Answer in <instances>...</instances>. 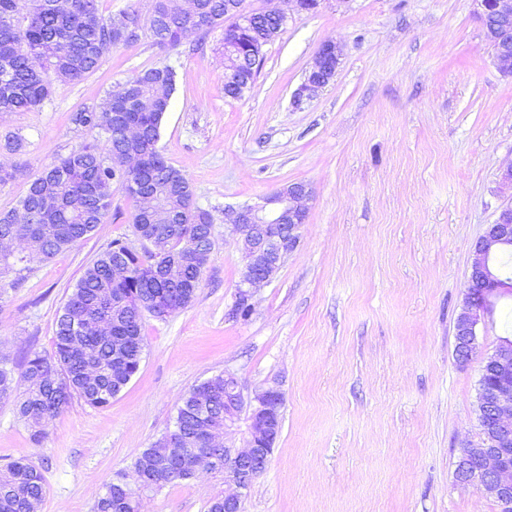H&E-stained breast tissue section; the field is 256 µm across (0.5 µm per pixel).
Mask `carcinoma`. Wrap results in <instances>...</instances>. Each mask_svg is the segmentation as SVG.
<instances>
[{"instance_id":"obj_1","label":"carcinoma","mask_w":512,"mask_h":512,"mask_svg":"<svg viewBox=\"0 0 512 512\" xmlns=\"http://www.w3.org/2000/svg\"><path fill=\"white\" fill-rule=\"evenodd\" d=\"M121 16L127 24L112 28L99 0H0V112H24L52 97L60 85L74 84L96 71L113 47L138 40L150 31L153 41L176 48L185 36L201 37L226 26V42L235 46L228 67L239 76L224 93L236 96L251 88L261 67L264 47L283 30L270 15L252 26L242 22V0H198L189 13L182 0H155L143 17L136 9ZM176 72L169 66L147 69L109 91L97 105L71 116L81 128L96 130L101 140L85 143L55 159L30 177L16 206L0 212V238L23 232L28 251L54 258L90 236L112 208V182H124L128 158L152 173L155 208L139 207L133 226L150 248L131 249L121 239L83 273L59 310L54 353L31 351L20 362L0 355V401L15 390V370L27 389L16 400L20 418L30 422L37 442L43 424L60 416L75 397L92 408L109 405L139 370L143 358L142 327L155 316L156 298L170 297L171 310L188 305L202 271L176 262L187 245H209L211 214L195 206L188 178L173 167L158 147L164 114L171 106ZM124 266L131 275L112 278ZM209 414L214 426L224 424V373L193 387L177 408L181 435L171 457L193 446L200 418ZM159 447L144 449L136 468L154 476L158 488L186 480L173 463L157 458ZM47 494L41 472L27 458L7 465L0 476V512H37ZM137 502L122 483L110 482L99 496L96 512H136Z\"/></svg>"}]
</instances>
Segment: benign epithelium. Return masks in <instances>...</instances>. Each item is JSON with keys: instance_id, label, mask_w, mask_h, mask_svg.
<instances>
[{"instance_id": "benign-epithelium-1", "label": "benign epithelium", "mask_w": 512, "mask_h": 512, "mask_svg": "<svg viewBox=\"0 0 512 512\" xmlns=\"http://www.w3.org/2000/svg\"><path fill=\"white\" fill-rule=\"evenodd\" d=\"M486 28L487 40L496 46L493 59L498 68L512 75V0H476ZM317 63L309 70L299 96L311 98L328 84L322 69L337 71L341 50L331 42L323 43ZM312 190L304 182L280 186L262 202L235 210H224V218L241 236L245 267L238 298L249 302L251 288L270 281L288 256L299 246L301 230L308 215L307 201ZM512 244V202L503 205L495 220L486 225L475 244V259L468 276V293L455 325V349L460 358L477 348L480 313L496 290L505 285L490 265L491 254L499 246ZM210 252L189 248L180 257L184 266L205 268ZM483 369L497 376L494 384L478 391L480 441L466 443L457 457L458 482L472 484L486 498L496 502L499 512H512V342L504 341L482 359ZM283 393L267 387L254 395L244 393L236 375L224 372V425L202 430L200 438L209 447H224V479L237 488L248 490L265 470L279 436ZM246 415L247 448L237 450L220 441L229 435ZM216 468V460L199 448H189L183 466L194 478L197 466Z\"/></svg>"}]
</instances>
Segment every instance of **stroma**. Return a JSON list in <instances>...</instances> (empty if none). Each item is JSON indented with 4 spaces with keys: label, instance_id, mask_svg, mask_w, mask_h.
<instances>
[{
    "label": "stroma",
    "instance_id": "obj_1",
    "mask_svg": "<svg viewBox=\"0 0 512 512\" xmlns=\"http://www.w3.org/2000/svg\"><path fill=\"white\" fill-rule=\"evenodd\" d=\"M287 15L240 98L224 93L223 28L177 48L148 34L113 48L98 70L28 112L0 114V164L37 173L93 141L70 117L139 72L177 73L159 147L213 216V248L192 302L146 318L144 357L104 408L72 400L32 444L0 404V470L26 456L42 473L39 512H94L105 484L132 479L135 458L174 427L194 386L233 371L245 392L284 394L282 429L243 512H498L455 478L461 446L478 439L480 356L512 337V288L478 326L477 359L460 364L454 322L474 244L507 195L512 76L494 64L474 0H246ZM341 61L314 98L296 100L322 43ZM26 146L5 149L7 136ZM292 182L313 192L300 245L234 312L242 244L224 221ZM134 200L112 186L105 223L29 271L0 278V353L51 352L56 313L86 267L132 238ZM222 474L147 493L143 512H207L234 492Z\"/></svg>",
    "mask_w": 512,
    "mask_h": 512
}]
</instances>
